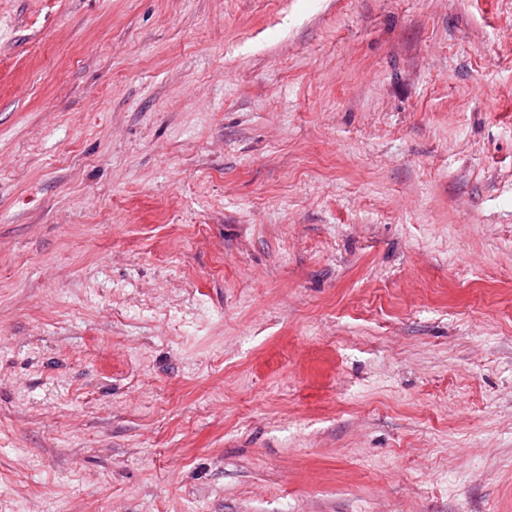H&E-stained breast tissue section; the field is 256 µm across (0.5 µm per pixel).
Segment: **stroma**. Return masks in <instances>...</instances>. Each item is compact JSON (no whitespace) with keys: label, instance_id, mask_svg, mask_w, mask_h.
<instances>
[{"label":"stroma","instance_id":"1","mask_svg":"<svg viewBox=\"0 0 512 512\" xmlns=\"http://www.w3.org/2000/svg\"><path fill=\"white\" fill-rule=\"evenodd\" d=\"M0 512H512V0H0Z\"/></svg>","mask_w":512,"mask_h":512}]
</instances>
